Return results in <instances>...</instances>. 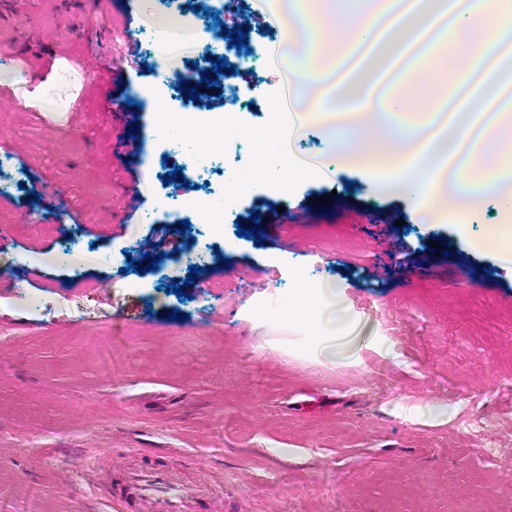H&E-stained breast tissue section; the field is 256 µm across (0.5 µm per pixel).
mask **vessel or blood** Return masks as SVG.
Segmentation results:
<instances>
[{"mask_svg": "<svg viewBox=\"0 0 512 512\" xmlns=\"http://www.w3.org/2000/svg\"><path fill=\"white\" fill-rule=\"evenodd\" d=\"M0 13L24 35L27 46L40 49V40L26 34L29 0H0ZM96 485L112 501L124 504L128 512H212L213 491L207 479L180 476L164 455L135 459L117 482L101 478Z\"/></svg>", "mask_w": 512, "mask_h": 512, "instance_id": "1", "label": "vessel or blood"}]
</instances>
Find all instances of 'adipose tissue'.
I'll return each mask as SVG.
<instances>
[{"label": "adipose tissue", "instance_id": "adipose-tissue-1", "mask_svg": "<svg viewBox=\"0 0 512 512\" xmlns=\"http://www.w3.org/2000/svg\"><path fill=\"white\" fill-rule=\"evenodd\" d=\"M357 36L348 37L341 57L323 45L336 34L328 10L300 13L294 0H274L286 32L274 56L310 94L307 109L290 111L272 101L277 136L261 127L243 128L269 162L255 172L271 190L310 176L331 180L334 164L317 169L287 161L283 142L313 128L331 153L348 166L370 173L387 172L386 184L402 189L412 203L416 223L430 226L457 220V231L471 248L490 252L512 265V92L495 91L499 65L512 64V13L500 0H369ZM477 23L473 39L461 47L467 69L452 96L432 98L424 111L395 115L392 94L374 96L358 81L338 71L353 55L366 59L373 75L392 77L394 85L443 67L438 49L456 32L460 18ZM493 194L503 204L505 221L470 236L474 204ZM287 316L319 332L321 343L348 332L353 319L335 288H300L290 298Z\"/></svg>", "mask_w": 512, "mask_h": 512}]
</instances>
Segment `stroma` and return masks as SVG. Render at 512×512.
<instances>
[{
	"mask_svg": "<svg viewBox=\"0 0 512 512\" xmlns=\"http://www.w3.org/2000/svg\"><path fill=\"white\" fill-rule=\"evenodd\" d=\"M165 0H33L32 23L56 54L15 48L0 30V512H117L84 468L118 477L131 455L168 453L187 477L204 475L216 512H512V270L477 253L454 224H416L406 198L374 191L362 169L335 183L312 177L272 195L253 160L224 167L247 184L222 223L188 203L220 182L185 191L165 177L192 169L158 137L160 120L192 111L180 78L208 55L195 40L172 59L168 85L148 32ZM107 32L95 57L72 23ZM207 30L245 26L224 136L264 123V100L289 78L268 49L284 30L258 0L222 10ZM139 46L131 56V46ZM112 83L91 88L97 74ZM61 84L53 104L23 82ZM132 106L138 129L105 118ZM135 134L139 155L123 139ZM64 202L62 221L42 207ZM258 237H241L251 212ZM189 222L185 240L208 253L187 283L182 254L147 270L161 224ZM440 252H432V243ZM184 281L183 295L172 280ZM331 282L355 317L342 357L318 353L311 332L276 321L290 280ZM267 305L255 314L253 303ZM180 320H172L171 312ZM111 344L114 363L96 349ZM424 403L448 417H415ZM480 421L468 431V416ZM498 448L495 456L485 447Z\"/></svg>",
	"mask_w": 512,
	"mask_h": 512,
	"instance_id": "obj_1",
	"label": "stroma"
}]
</instances>
